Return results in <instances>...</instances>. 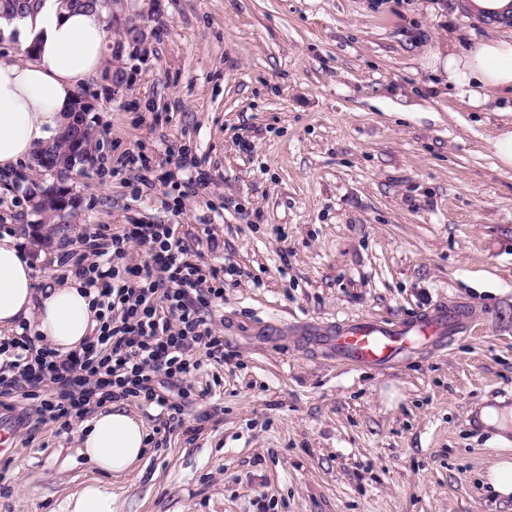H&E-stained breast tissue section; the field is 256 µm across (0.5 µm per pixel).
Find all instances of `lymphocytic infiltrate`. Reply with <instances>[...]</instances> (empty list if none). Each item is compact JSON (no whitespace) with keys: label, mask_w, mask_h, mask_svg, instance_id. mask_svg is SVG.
<instances>
[{"label":"lymphocytic infiltrate","mask_w":512,"mask_h":512,"mask_svg":"<svg viewBox=\"0 0 512 512\" xmlns=\"http://www.w3.org/2000/svg\"><path fill=\"white\" fill-rule=\"evenodd\" d=\"M145 258L130 260L129 243ZM58 263L93 292L96 326L80 349L60 355L23 328L0 336V357L11 372L0 375V397L39 398L35 411L69 430L91 408L140 399L181 414L184 376L202 361L224 360V338L206 315L224 301V278L234 266H205L176 225L100 226Z\"/></svg>","instance_id":"1"}]
</instances>
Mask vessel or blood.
Listing matches in <instances>:
<instances>
[{"label":"vessel or blood","mask_w":512,"mask_h":512,"mask_svg":"<svg viewBox=\"0 0 512 512\" xmlns=\"http://www.w3.org/2000/svg\"><path fill=\"white\" fill-rule=\"evenodd\" d=\"M471 322L467 307L444 304L410 320L367 317L344 322L319 333L318 340L335 353L337 361L357 367H382L397 363L417 342L446 345Z\"/></svg>","instance_id":"vessel-or-blood-1"}]
</instances>
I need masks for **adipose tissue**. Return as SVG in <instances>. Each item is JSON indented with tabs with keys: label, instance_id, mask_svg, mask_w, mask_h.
<instances>
[{
	"label": "adipose tissue",
	"instance_id": "1",
	"mask_svg": "<svg viewBox=\"0 0 512 512\" xmlns=\"http://www.w3.org/2000/svg\"><path fill=\"white\" fill-rule=\"evenodd\" d=\"M0 34L34 50L23 61L0 58V170H14L59 137L75 91L103 69L110 33L99 12L38 0L25 15L0 17ZM428 66L456 98L476 108L490 95L512 90V40L483 39L462 51L450 42L433 50ZM25 322L65 355L84 343L94 312L76 278L36 289L30 260L6 233L0 235V331L19 330ZM146 438L143 420L118 405L84 423L80 453L99 477L70 494L64 512H112V494L101 479L132 471Z\"/></svg>",
	"mask_w": 512,
	"mask_h": 512
}]
</instances>
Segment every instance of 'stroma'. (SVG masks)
Instances as JSON below:
<instances>
[{
    "instance_id": "obj_1",
    "label": "stroma",
    "mask_w": 512,
    "mask_h": 512,
    "mask_svg": "<svg viewBox=\"0 0 512 512\" xmlns=\"http://www.w3.org/2000/svg\"><path fill=\"white\" fill-rule=\"evenodd\" d=\"M128 82L88 114L95 162L48 241L29 235L25 165L0 175V234L37 287L63 276L59 243L99 224L177 225L201 264L235 265L213 324L224 362L185 378L183 423L148 424L112 512H512L483 476L512 432L480 423L512 389V169L492 140L512 95L461 103L428 68L438 42L494 34L462 0H114ZM145 31L141 45L125 31ZM208 188L172 208L137 185L144 152L178 181L182 151ZM460 302L471 327L387 369L350 368L316 332ZM0 400V512H63L94 476L76 431ZM264 507H257V500Z\"/></svg>"
}]
</instances>
